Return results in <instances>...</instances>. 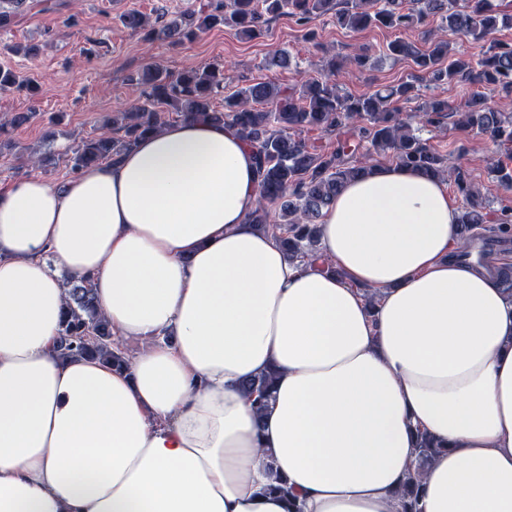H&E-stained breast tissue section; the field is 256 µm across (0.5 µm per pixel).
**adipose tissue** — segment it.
Here are the masks:
<instances>
[{
  "label": "adipose tissue",
  "mask_w": 512,
  "mask_h": 512,
  "mask_svg": "<svg viewBox=\"0 0 512 512\" xmlns=\"http://www.w3.org/2000/svg\"><path fill=\"white\" fill-rule=\"evenodd\" d=\"M258 204L252 148L195 119L0 189V512H402L420 430L421 512H512V296L454 261L446 182L347 183L319 267ZM62 270L140 340L123 367L60 356ZM270 370L259 415L240 384ZM416 437L418 448L414 471L399 492L402 498V512H419L420 477L440 451L434 439L426 432L417 431Z\"/></svg>",
  "instance_id": "1"
}]
</instances>
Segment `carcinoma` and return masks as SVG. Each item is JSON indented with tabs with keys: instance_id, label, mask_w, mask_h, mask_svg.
<instances>
[{
	"instance_id": "obj_1",
	"label": "carcinoma",
	"mask_w": 512,
	"mask_h": 512,
	"mask_svg": "<svg viewBox=\"0 0 512 512\" xmlns=\"http://www.w3.org/2000/svg\"><path fill=\"white\" fill-rule=\"evenodd\" d=\"M24 0H0V28L9 27ZM334 12L336 24L351 31L368 27L409 29L438 17L441 29L474 40L489 42L481 58L473 60L451 53L443 36L431 34L428 47L402 40L387 46L394 59H410L418 67L417 81L386 85L373 93L355 97L343 91L336 76L372 66L366 50L344 57H332L326 74L301 82L297 88H282L271 81H260L241 88L224 100V111L212 105V98L224 89V68L219 65L185 68L170 74L147 67L139 74L145 102L112 113L101 125V133L83 140L71 157V171L115 159L134 149L142 137L166 122L154 105H166L181 117L203 122L223 123L237 130L252 148L257 160L258 207L248 221L278 231V239L289 258L315 264L320 260L319 224L323 210L348 182L370 170L371 154L356 160L361 143L374 153L390 156L395 163L421 170L454 182L463 197L458 216L464 249L456 254L463 260L471 252L475 229L489 223L491 207L480 189L470 185L462 165H445L444 158L416 134L413 124L438 125L450 115L448 101L435 94L426 96L421 88L438 89L451 82L488 85L512 95V42L492 38L498 30L512 28V13H506L494 0H412L403 7L401 0H198L190 13L163 24H152L140 11L121 15L123 26L136 34L172 45L193 40L199 34L220 26H230L248 39L263 35L269 22L286 15L306 29L309 40H316L310 28L321 14ZM22 89L34 98L38 84L20 76L10 67H0V90ZM410 104V111L402 108ZM33 112H19L0 124V137L30 122ZM457 125L478 129L494 142L512 148V113L489 106L479 94L473 95L466 111L459 113ZM354 128V133L336 139L328 153L308 143L302 132L317 129L326 133ZM490 172L502 188H512V167L500 159L491 161ZM497 227L488 237L491 243H512V208L499 210ZM496 250L489 247L480 263L494 268L495 277L512 296V267L493 263ZM67 304L59 332L58 349L66 356H96L121 367L124 354L112 348V327L103 316L87 277H70ZM274 375L264 373L246 380L243 390L261 411L271 398ZM414 471L400 491L402 512H419L420 477L440 448L427 433L417 431Z\"/></svg>"
}]
</instances>
